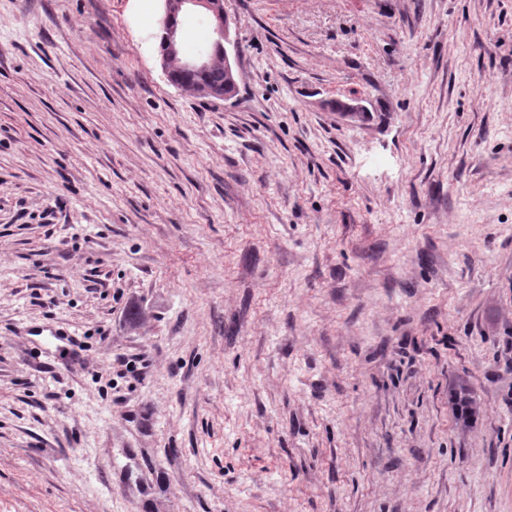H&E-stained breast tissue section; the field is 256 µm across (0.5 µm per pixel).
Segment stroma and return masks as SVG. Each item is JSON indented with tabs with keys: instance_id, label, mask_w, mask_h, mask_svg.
Here are the masks:
<instances>
[{
	"instance_id": "1",
	"label": "stroma",
	"mask_w": 512,
	"mask_h": 512,
	"mask_svg": "<svg viewBox=\"0 0 512 512\" xmlns=\"http://www.w3.org/2000/svg\"><path fill=\"white\" fill-rule=\"evenodd\" d=\"M224 11L0 0V512H512V0ZM161 2L160 27L164 33L161 36V63L162 68L169 78L171 68V84L193 86L203 84L210 87H223L225 85V73L230 77L231 82H236L235 71L229 59L228 44L229 25L224 16V2L222 0H158ZM203 10L209 14L212 20L211 41L216 46L224 48L223 62L220 61V50L213 46L211 51L215 57L204 53L196 54L194 59H188L183 51L178 36L179 18L192 8ZM215 63L213 64V62ZM213 64V65H212ZM212 65V66H211ZM211 66V67H210ZM210 67V68H209ZM209 68V69H208ZM207 69V70H206ZM187 72H200L195 74ZM206 70V71H204ZM450 403L456 419L467 426L479 411V404L471 390L461 384L458 385L450 395Z\"/></svg>"
}]
</instances>
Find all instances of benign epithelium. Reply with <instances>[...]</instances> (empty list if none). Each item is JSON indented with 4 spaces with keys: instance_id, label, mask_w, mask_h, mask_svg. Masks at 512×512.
Segmentation results:
<instances>
[{
    "instance_id": "1",
    "label": "benign epithelium",
    "mask_w": 512,
    "mask_h": 512,
    "mask_svg": "<svg viewBox=\"0 0 512 512\" xmlns=\"http://www.w3.org/2000/svg\"><path fill=\"white\" fill-rule=\"evenodd\" d=\"M161 2L160 30L161 63L165 74H170L173 66H178L187 72H200L208 69L215 57L204 53L196 54L189 59L185 56L178 36L180 18L184 17L191 8L203 10L212 20L211 41L222 48L228 44L229 25L224 16L223 0H159Z\"/></svg>"
}]
</instances>
